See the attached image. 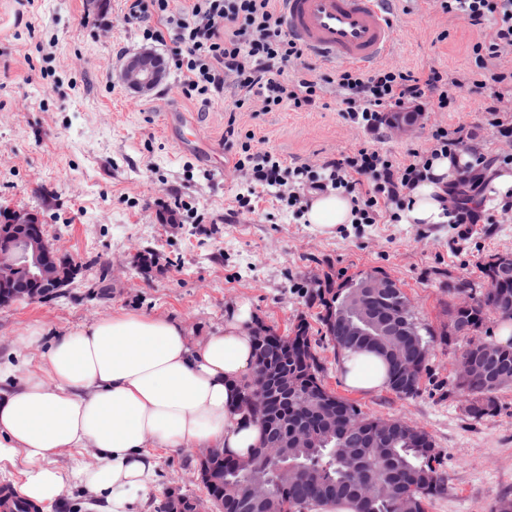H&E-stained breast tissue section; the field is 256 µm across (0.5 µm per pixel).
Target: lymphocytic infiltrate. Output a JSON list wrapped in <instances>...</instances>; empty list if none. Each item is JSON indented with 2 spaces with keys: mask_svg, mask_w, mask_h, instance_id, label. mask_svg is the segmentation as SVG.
Segmentation results:
<instances>
[{
  "mask_svg": "<svg viewBox=\"0 0 512 512\" xmlns=\"http://www.w3.org/2000/svg\"><path fill=\"white\" fill-rule=\"evenodd\" d=\"M172 0H130L127 17L146 23L148 41L169 44V55L180 73L186 95L208 102L223 95L225 78H232L236 98L233 110L260 104L269 112L284 106H315L321 90L310 71H299L288 82L281 75L288 62L301 59L304 50L288 38L276 0H186L173 9ZM443 13L473 26L490 25L493 35L475 44L480 70L472 86L487 98L486 112H512V70L502 63L512 53V0H436ZM343 112L355 124L379 129L386 112L416 103L431 112L449 111L457 82L431 67L422 74L387 66L367 71L347 68L336 73ZM430 156L412 153L408 162L395 163L387 155L365 148L343 159L324 162L321 175L304 167H288L271 152L252 151L243 145L235 170L248 172V194L240 207L251 204L260 190L291 186L288 206L308 203L311 195L345 186L356 194L360 215L371 217L379 209L406 201L408 191L422 181Z\"/></svg>",
  "mask_w": 512,
  "mask_h": 512,
  "instance_id": "1",
  "label": "lymphocytic infiltrate"
}]
</instances>
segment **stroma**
I'll return each instance as SVG.
<instances>
[{
  "label": "stroma",
  "instance_id": "1",
  "mask_svg": "<svg viewBox=\"0 0 512 512\" xmlns=\"http://www.w3.org/2000/svg\"><path fill=\"white\" fill-rule=\"evenodd\" d=\"M127 7L126 0H0V212H36L46 237L83 266L61 298L0 308V362L23 371L39 361L41 348L21 342L34 327L52 340L120 309L174 317L198 337L222 329L229 310L246 299L255 320L280 333L301 320L315 329V289L381 271L398 280L431 334L420 391L411 398L387 388L351 391L333 349L320 344L325 385L365 413L409 421L431 436L448 490L427 512H492L501 497L512 498V388L499 391L494 415L468 417L451 390L465 341L442 334L446 311L459 299L453 286L486 288L483 264L512 253V210L488 202L483 210L496 213V223L466 228L404 224L392 205L376 212L374 223L322 234L272 192L262 193L255 211L241 209L236 198L249 178L233 168L244 141L315 172L363 147L404 163L410 152L430 154L439 126L460 130L471 158L512 168V144L495 134L483 95L470 89L472 47L489 39L490 28L443 14L431 0H396V38L385 65L414 73L433 65L463 85L453 111L426 113L397 136L351 123L328 80L334 66L309 55L288 64L284 76L293 78L305 63L326 75L314 108L232 114V84L205 104L188 97L173 73L151 94L133 97L117 77L123 58L142 46L141 27L125 20ZM165 112L190 121L183 142L164 132ZM230 124L238 143L224 140ZM173 201L171 224L164 206ZM137 249L159 253L161 266H131ZM197 467L191 449L158 451L148 512L169 490L204 495L193 480Z\"/></svg>",
  "mask_w": 512,
  "mask_h": 512
}]
</instances>
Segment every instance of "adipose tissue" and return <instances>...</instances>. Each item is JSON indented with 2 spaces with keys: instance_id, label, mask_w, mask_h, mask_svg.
<instances>
[{
  "instance_id": "1",
  "label": "adipose tissue",
  "mask_w": 512,
  "mask_h": 512,
  "mask_svg": "<svg viewBox=\"0 0 512 512\" xmlns=\"http://www.w3.org/2000/svg\"><path fill=\"white\" fill-rule=\"evenodd\" d=\"M456 176L450 158L433 159L408 194L402 223H443L440 198ZM305 219L321 231L352 223L353 201L337 192L315 196ZM252 321L242 302L222 330L194 338L172 317L115 311L59 335L24 374L0 364V462L23 454L21 499L51 504L74 483L96 496L102 512H130L155 489L152 445L248 455L263 436L241 394L255 366ZM338 371L357 392L387 385L373 354L342 352ZM73 450L92 451L95 464L59 467L58 457Z\"/></svg>"
}]
</instances>
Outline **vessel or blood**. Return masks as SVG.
I'll list each match as a JSON object with an SVG mask.
<instances>
[{"label": "vessel or blood", "mask_w": 512, "mask_h": 512, "mask_svg": "<svg viewBox=\"0 0 512 512\" xmlns=\"http://www.w3.org/2000/svg\"><path fill=\"white\" fill-rule=\"evenodd\" d=\"M284 26L326 63L367 67L394 44V0H279Z\"/></svg>", "instance_id": "vessel-or-blood-1"}]
</instances>
